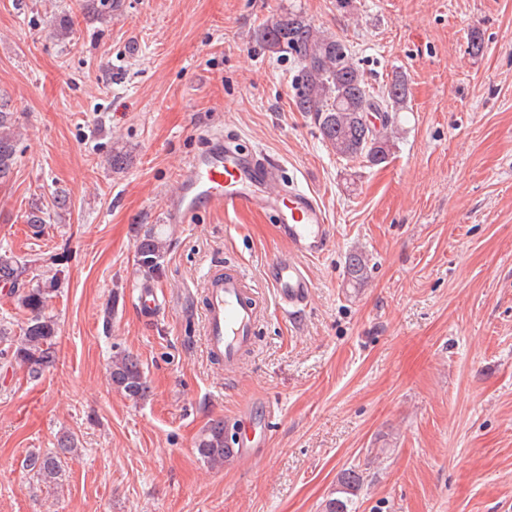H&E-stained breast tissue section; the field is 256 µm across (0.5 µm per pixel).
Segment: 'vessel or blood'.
<instances>
[{"label":"vessel or blood","mask_w":512,"mask_h":512,"mask_svg":"<svg viewBox=\"0 0 512 512\" xmlns=\"http://www.w3.org/2000/svg\"><path fill=\"white\" fill-rule=\"evenodd\" d=\"M236 212L243 208L273 214L288 244L286 255L266 265V278L280 308L295 315L310 296L311 283L302 259L322 255L331 227L316 196L284 188L278 165L267 155L243 152L210 140L207 152L194 156L166 203V220L188 223L201 206ZM205 349L223 363L225 373L238 371L257 341L258 302L241 265L208 270L204 278Z\"/></svg>","instance_id":"1"}]
</instances>
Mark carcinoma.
<instances>
[{
  "mask_svg": "<svg viewBox=\"0 0 512 512\" xmlns=\"http://www.w3.org/2000/svg\"><path fill=\"white\" fill-rule=\"evenodd\" d=\"M121 8V0H84V9L92 18L107 22ZM266 47L275 53H289L298 63V92L295 105L300 112H311L322 140L336 155L363 159L380 165L388 159L392 140L388 129L395 126L389 112L398 111L407 99V80L397 74L386 93L376 95L366 83L363 72L353 62L347 44L315 26L302 12L282 10L267 20L260 31ZM376 112L381 129L364 127L363 113ZM19 130L8 102L0 97V185L7 183L17 160ZM170 240L154 224H142L135 246V264L144 278L160 277ZM26 264L0 256V282L9 286L18 308L27 314L16 334L0 325V358L26 368L29 379L38 380L55 362L58 326L46 314L49 301L58 288V273H46L31 288L21 287ZM367 264L357 252L348 255L346 276L350 285L364 282ZM113 390L138 402L148 397L150 385L140 360L125 352L113 354L108 367ZM77 447L72 435L58 439L57 447L45 453H32L26 467L44 482H55L62 472L61 456ZM224 436V420L212 421L197 441L199 456L212 467H222L229 453ZM363 485L362 474L353 468L341 474L342 492L357 495Z\"/></svg>",
  "mask_w": 512,
  "mask_h": 512,
  "instance_id": "cac0c4a2",
  "label": "carcinoma"
}]
</instances>
